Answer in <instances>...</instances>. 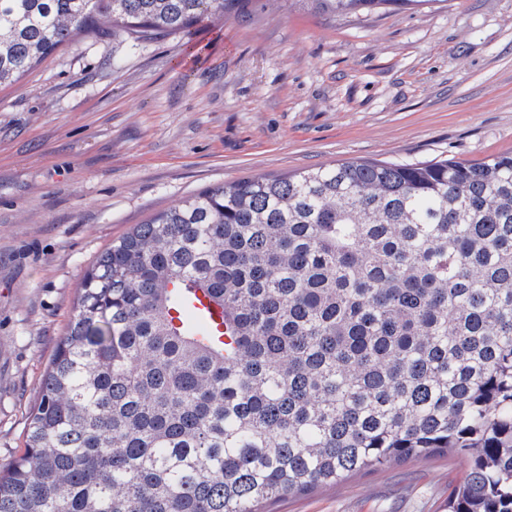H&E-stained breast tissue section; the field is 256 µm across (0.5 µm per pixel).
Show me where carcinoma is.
Segmentation results:
<instances>
[{
  "mask_svg": "<svg viewBox=\"0 0 512 512\" xmlns=\"http://www.w3.org/2000/svg\"><path fill=\"white\" fill-rule=\"evenodd\" d=\"M246 2L0 0V84L81 32L189 38ZM185 281L224 304L209 346L190 301L173 326ZM448 453V512H512L510 154L243 178L136 225L83 276L0 512H259Z\"/></svg>",
  "mask_w": 512,
  "mask_h": 512,
  "instance_id": "cac0c4a2",
  "label": "carcinoma"
}]
</instances>
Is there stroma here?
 <instances>
[{
  "label": "stroma",
  "mask_w": 512,
  "mask_h": 512,
  "mask_svg": "<svg viewBox=\"0 0 512 512\" xmlns=\"http://www.w3.org/2000/svg\"><path fill=\"white\" fill-rule=\"evenodd\" d=\"M248 10L189 42L82 33L0 86V468L23 451L85 271L135 225L246 177L512 153V0ZM466 467L409 460L265 512H446Z\"/></svg>",
  "instance_id": "1"
}]
</instances>
